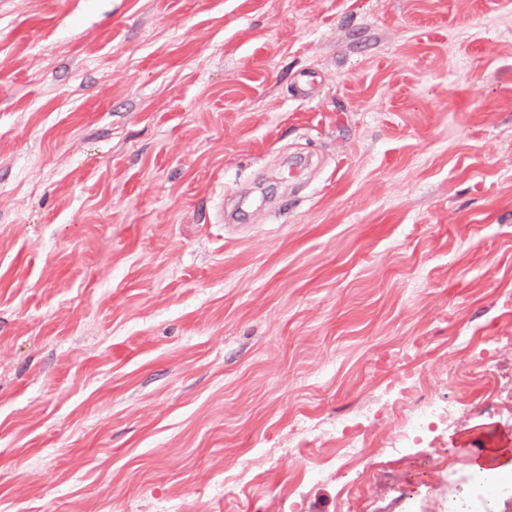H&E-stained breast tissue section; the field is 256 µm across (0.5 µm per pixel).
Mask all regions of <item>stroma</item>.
<instances>
[{
    "label": "stroma",
    "mask_w": 512,
    "mask_h": 512,
    "mask_svg": "<svg viewBox=\"0 0 512 512\" xmlns=\"http://www.w3.org/2000/svg\"><path fill=\"white\" fill-rule=\"evenodd\" d=\"M505 335L512 5L0 0V512H447ZM419 382V375L410 374L397 378L388 384L374 400L375 404L382 408H395L401 403L407 392L413 390ZM452 410L450 405H444L437 399H429L416 410H407L401 417L399 440L404 442L421 432L429 421L439 416H447ZM324 434L336 436V470L349 468L365 458L367 437L357 433L347 420H336Z\"/></svg>",
    "instance_id": "1"
}]
</instances>
